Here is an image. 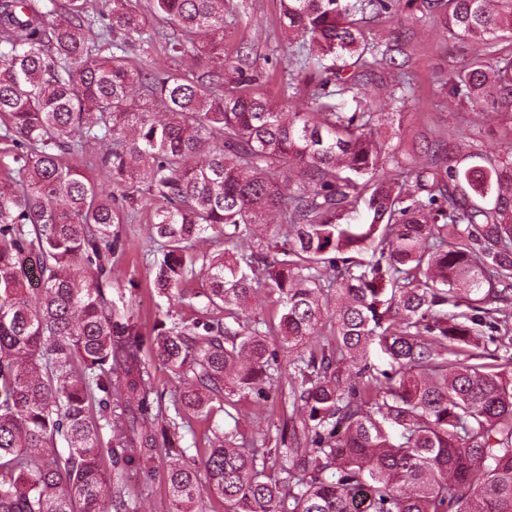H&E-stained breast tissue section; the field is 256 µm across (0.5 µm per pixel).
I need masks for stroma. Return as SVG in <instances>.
Wrapping results in <instances>:
<instances>
[{
	"label": "stroma",
	"instance_id": "35a3bbf8",
	"mask_svg": "<svg viewBox=\"0 0 512 512\" xmlns=\"http://www.w3.org/2000/svg\"><path fill=\"white\" fill-rule=\"evenodd\" d=\"M366 29L380 44H400L402 51L396 62L412 81L407 96L395 91L394 79L371 89L370 95L377 109L399 112L403 115L400 136L392 143L404 167L418 165L421 160L420 138L415 131L425 123H435L452 129L465 128L466 145L493 154L501 143L504 120L496 114H477L468 111L448 95V69L473 56L477 47L468 42L448 41L436 25L422 18L420 13L404 7L368 20ZM288 42L279 22V0H226L224 4V66L237 63L239 50H246L248 63L259 80L257 89L272 100L288 105L289 109L307 111L313 108L308 88L292 84L294 66L288 59ZM161 197H152L150 203L137 209L133 223L120 225L126 241L124 251L115 253L111 260L112 283L106 295L114 309L131 312L143 334H151L158 318L165 313L188 318L193 314L189 305L168 300L153 288L155 244L149 238L150 217ZM152 372L162 396V405L168 421L177 420L175 400L180 380L161 360L151 359ZM289 385L273 389L269 400L255 397L242 399L234 417L216 416L214 421L194 420L178 422L181 445L187 459L198 458L206 448L216 427L236 421L246 440L257 441L267 450L265 471L277 478L285 461L286 448H307L301 420L294 414ZM167 457L157 456L151 470L130 471L125 476V497L134 512H168L169 500L164 481Z\"/></svg>",
	"mask_w": 512,
	"mask_h": 512
}]
</instances>
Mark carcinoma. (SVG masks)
<instances>
[{
	"mask_svg": "<svg viewBox=\"0 0 512 512\" xmlns=\"http://www.w3.org/2000/svg\"><path fill=\"white\" fill-rule=\"evenodd\" d=\"M398 2L280 0L315 101L292 112L253 88L243 57L224 90V0H112L108 14L0 0V512H104L107 498L129 512L115 482L159 453L175 458L170 512H512V377L472 352L486 336L512 343L511 320H486L512 301V125L491 156L429 127L425 162L400 164L395 113L367 101L399 46L364 25ZM405 5L482 46L448 94L512 120V50L498 49L512 0ZM157 38L191 68L130 63ZM347 92L356 106L341 112ZM89 142L120 194L87 174ZM143 183L166 200L151 219L154 288L182 300L196 266L208 277L195 316L159 319L148 338L104 291ZM210 231L224 251L200 254ZM261 288L279 305L263 330L241 317ZM272 342L292 356L310 448L288 449L279 480L236 430L180 461L143 351L183 380L182 419L207 421L269 399Z\"/></svg>",
	"mask_w": 512,
	"mask_h": 512,
	"instance_id": "cac0c4a2",
	"label": "carcinoma"
}]
</instances>
